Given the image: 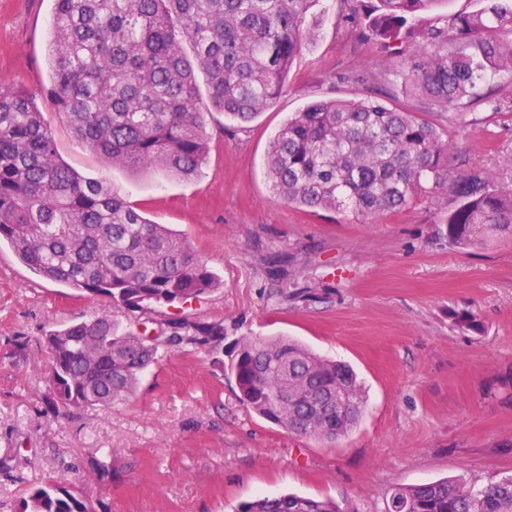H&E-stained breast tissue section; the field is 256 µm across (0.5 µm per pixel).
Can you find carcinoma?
Returning <instances> with one entry per match:
<instances>
[{
	"label": "carcinoma",
	"mask_w": 512,
	"mask_h": 512,
	"mask_svg": "<svg viewBox=\"0 0 512 512\" xmlns=\"http://www.w3.org/2000/svg\"><path fill=\"white\" fill-rule=\"evenodd\" d=\"M318 0H55L50 94L70 132L106 165L167 177L199 176L209 150L196 72L214 110L240 125L283 93ZM365 41L389 50L373 82L399 83L419 108H388L368 95L315 100L273 136L266 177L273 195L310 209L370 220L448 186V240L478 248L512 238V193L479 168L448 176L452 143L431 119L487 99L483 84L512 83V0L429 17L447 0H344ZM191 46L188 59L183 43ZM43 278L105 294L131 313L185 304L219 288L180 235L154 224L105 180L62 162L32 96L0 84V242ZM161 332L221 362L224 323L182 316ZM47 407L56 413L114 407L134 396L159 347L108 315L46 332ZM225 365L239 399L302 437L335 440L362 415L365 394L348 365L285 337L242 338ZM19 512H96L74 494L39 485ZM237 512H340L288 494ZM390 512H512V476L476 489L462 479L400 487Z\"/></svg>",
	"instance_id": "carcinoma-1"
}]
</instances>
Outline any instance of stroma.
<instances>
[{
    "label": "stroma",
    "mask_w": 512,
    "mask_h": 512,
    "mask_svg": "<svg viewBox=\"0 0 512 512\" xmlns=\"http://www.w3.org/2000/svg\"><path fill=\"white\" fill-rule=\"evenodd\" d=\"M53 0H0V83L32 95L59 156L104 179L158 224L184 237L220 288L169 317L224 324V344L289 336L350 364L365 384L359 424L330 442L288 434L238 398L205 353L160 346L136 397L111 409L46 412L48 330L111 316L136 323L104 296L37 275L0 243V512H17L31 484H55L98 512H237L242 503L296 494L341 512H389L395 488L446 477L475 486L512 475V240L482 249L448 241L447 189L411 208L362 221L273 196L270 141L288 115L318 99H345L386 59L359 41L343 0H318L313 34L287 87L247 127L212 113L201 174L178 181L107 167L71 135L52 104L48 54ZM449 173L491 172L512 189V109L464 107ZM469 313L480 331L460 328ZM26 336L28 349L13 339ZM112 464L108 484L88 470Z\"/></svg>",
    "instance_id": "1"
}]
</instances>
